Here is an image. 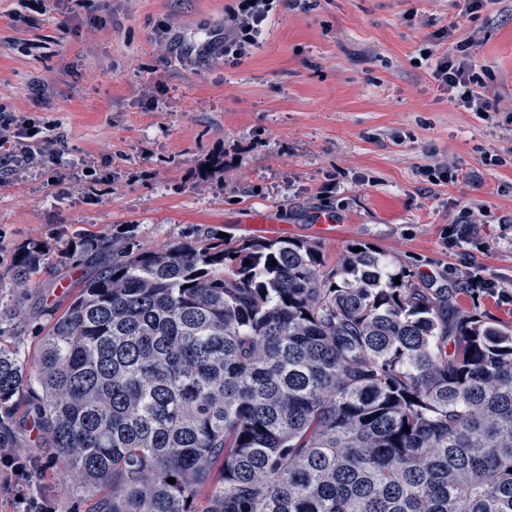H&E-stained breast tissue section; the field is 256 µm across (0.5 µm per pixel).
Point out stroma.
Segmentation results:
<instances>
[{"mask_svg":"<svg viewBox=\"0 0 512 512\" xmlns=\"http://www.w3.org/2000/svg\"><path fill=\"white\" fill-rule=\"evenodd\" d=\"M310 3L275 0L233 65L205 48L234 0H0V120L30 119L55 141L24 160L0 148V273L31 240L60 251L128 231L162 248L214 231L235 244L264 208L318 241L326 264L349 243L375 246L512 328V0L466 17L455 0ZM474 31L468 61L499 101L489 118L449 103L421 58ZM324 214L335 239L317 237ZM470 267L496 293L466 288ZM83 274L57 264L34 277L5 344L33 358ZM10 435L40 462L53 512H93L97 495L67 489L25 410Z\"/></svg>","mask_w":512,"mask_h":512,"instance_id":"obj_1","label":"stroma"}]
</instances>
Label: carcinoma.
Here are the masks:
<instances>
[{
  "mask_svg": "<svg viewBox=\"0 0 512 512\" xmlns=\"http://www.w3.org/2000/svg\"><path fill=\"white\" fill-rule=\"evenodd\" d=\"M92 256L33 359L0 343V427L26 405L102 512H512V330L448 288L361 242L330 269L212 234L59 258ZM52 257L29 242L0 282Z\"/></svg>",
  "mask_w": 512,
  "mask_h": 512,
  "instance_id": "carcinoma-1",
  "label": "carcinoma"
}]
</instances>
